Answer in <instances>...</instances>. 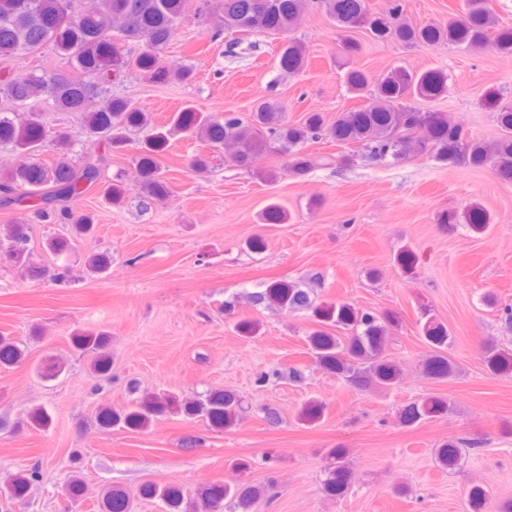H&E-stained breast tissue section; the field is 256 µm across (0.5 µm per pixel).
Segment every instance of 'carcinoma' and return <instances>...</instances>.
<instances>
[{"instance_id":"cac0c4a2","label":"carcinoma","mask_w":512,"mask_h":512,"mask_svg":"<svg viewBox=\"0 0 512 512\" xmlns=\"http://www.w3.org/2000/svg\"><path fill=\"white\" fill-rule=\"evenodd\" d=\"M315 3L345 33L365 29L376 39H394L406 45L442 44L463 46L480 51L491 45L503 54H512V28H498L490 0H464L465 16L444 25L413 26L404 20L403 0H387L383 11L369 12L367 0H199L197 13L214 18V36L226 32L286 34L301 21L310 4ZM189 0H96L95 12L81 17L78 0H0V59L33 55L49 46L67 59V69L53 76L31 71L22 75H0V100L14 106L12 112H0V148L19 155L22 161L0 172V197L31 200L33 218L51 223L66 211L55 212L59 202L78 199L89 187L99 183L104 157L77 162L72 158V144L65 133L49 136L36 103L49 100L61 112L77 114L87 134L112 151H123L132 144L131 134L151 125L149 113L126 98L112 95V83L121 77L127 62L120 45L138 44L143 51L135 59L142 75L154 82H187L193 70L187 65L168 66L160 53L173 40L189 10ZM280 67L298 73L304 67L301 43L288 41L279 58ZM349 91L362 103L325 122L319 112L308 113L299 124H291L284 107L275 101L256 102L249 117L235 112L209 114L185 107L176 113L171 128L199 138L210 148L232 147L231 160L240 168H249L260 152L283 153L289 157L286 169L296 176L305 175L314 160L300 154L301 147L316 140L346 145L366 161L398 162L425 155L448 165L474 169L491 166L496 175L512 183V103L491 90L485 106L501 129V136L491 144L462 133V127L445 112H420L405 104L410 96L433 101L448 89V76L439 69L422 73L394 70L381 75L350 68L345 73ZM169 132L158 130L144 141L138 157L137 191L143 202L169 198L170 189L158 156L166 150ZM46 147L55 150L50 163L37 159ZM465 224L479 233L490 218L487 212L471 205L463 212ZM29 219L23 217L8 225L7 239L13 262L24 275L39 279L44 272L31 265L27 250ZM95 216L86 213L69 225V236L53 237L47 248L66 250L73 239L93 234ZM257 308L276 304L289 311L310 310L323 320L336 323L346 331L334 336L323 330L309 335L317 363L340 377L348 385L362 389L376 386L388 389L396 385L400 368L384 359L390 315H377L351 304L322 310L315 306L312 289L300 281H273L262 291L249 294ZM424 339L432 348L424 371L434 380L446 381L455 369L444 354L450 339L448 328L428 318L421 325ZM76 345L96 353L93 371L106 375L111 361L103 349L107 333L85 332L75 337ZM484 363L494 376L512 373V351L498 346L482 347ZM23 351L10 338L0 336V367H9L22 359ZM175 400L147 395L120 414L110 407L101 408L97 424L105 429L115 426L142 428L164 413ZM448 401L429 397L408 405L401 412L404 424L412 426L422 420L448 413ZM242 405L229 391H211L205 398L183 404L185 414L205 419L209 426L224 429L236 423ZM457 440L437 449L439 463L448 468L459 461ZM335 466L328 472L324 489L330 495L344 492L349 485L350 470L344 452L331 451ZM38 478L30 468L14 476L9 492L21 497ZM259 485H224L207 488L197 500L188 501L175 486L147 484L141 488L146 497L162 501L166 512H219L223 502L231 512H252L267 492ZM102 512H130V498L119 489L101 493Z\"/></svg>"}]
</instances>
